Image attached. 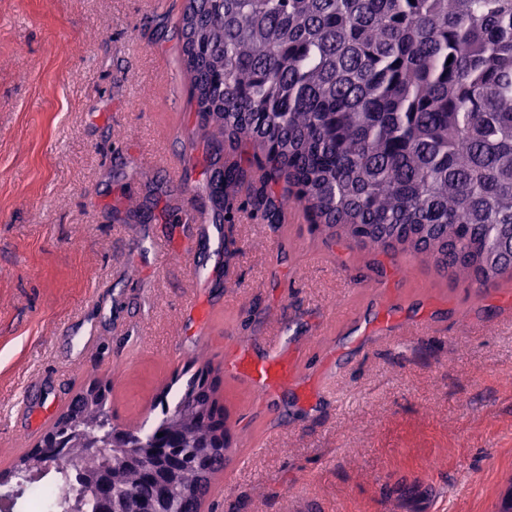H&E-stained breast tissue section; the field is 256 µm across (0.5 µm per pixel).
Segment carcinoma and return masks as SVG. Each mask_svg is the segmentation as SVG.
Returning a JSON list of instances; mask_svg holds the SVG:
<instances>
[{
    "label": "carcinoma",
    "mask_w": 512,
    "mask_h": 512,
    "mask_svg": "<svg viewBox=\"0 0 512 512\" xmlns=\"http://www.w3.org/2000/svg\"><path fill=\"white\" fill-rule=\"evenodd\" d=\"M181 64L215 157L208 198L248 184L271 224L287 208L272 184L332 235L410 250L438 271L489 287L512 272V0H188ZM253 141L277 165L255 181L224 145ZM202 361L160 418L112 422L111 388H83L58 417L83 447L50 463L28 451L0 486L79 475L61 512H198L228 462L224 407Z\"/></svg>",
    "instance_id": "carcinoma-1"
}]
</instances>
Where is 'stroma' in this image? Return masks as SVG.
Returning <instances> with one entry per match:
<instances>
[{
  "mask_svg": "<svg viewBox=\"0 0 512 512\" xmlns=\"http://www.w3.org/2000/svg\"><path fill=\"white\" fill-rule=\"evenodd\" d=\"M186 6L0 0V471L80 388L110 384L115 423L151 419L202 355L232 448L202 512H497L512 273L481 288L332 237L293 201L272 225L239 188L207 232L185 223L183 199L210 208L190 78L166 62ZM275 339L302 381L262 407L224 351L261 359Z\"/></svg>",
  "mask_w": 512,
  "mask_h": 512,
  "instance_id": "1",
  "label": "stroma"
}]
</instances>
